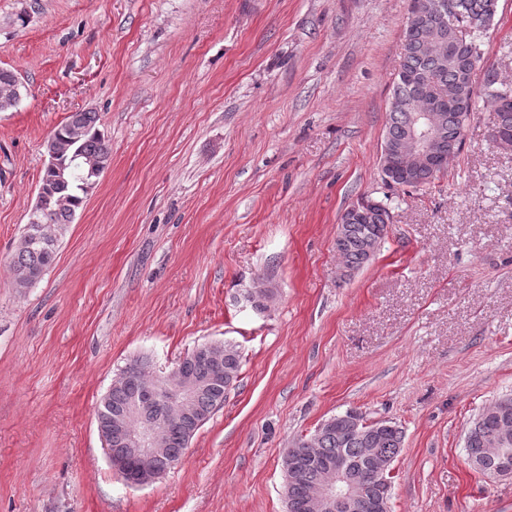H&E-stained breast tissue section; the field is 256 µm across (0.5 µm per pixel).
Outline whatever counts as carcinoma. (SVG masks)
<instances>
[{"label": "carcinoma", "mask_w": 512, "mask_h": 512, "mask_svg": "<svg viewBox=\"0 0 512 512\" xmlns=\"http://www.w3.org/2000/svg\"><path fill=\"white\" fill-rule=\"evenodd\" d=\"M453 11L448 25L440 32L427 23H406L402 42L399 71L406 78L393 82L389 120L384 143L399 145L406 139L413 113L419 111L426 99L437 93L445 100L442 114L443 142L441 152L454 160L464 147V132L477 103L494 114L490 137L512 138V82L497 79L489 71L477 81V71L483 59L482 37L492 25L498 0H449ZM455 40V53L443 56L438 48L440 39ZM94 112H74L58 126L49 140L58 162V181L52 173L43 172L40 184L50 187V199L40 209L35 224L26 225L9 268L14 287L24 289L37 282L56 258L58 231L72 222L82 208L87 191L111 163V148L98 126ZM443 166L435 173L423 172L413 177L381 172L383 182L390 188L419 189L431 184L445 173ZM344 211L337 225L335 249L341 268L349 276L372 260L389 233L390 211L387 204L371 209L361 220L348 219ZM274 293L270 289L250 290L245 300L262 313L269 307ZM211 349L221 355L222 376L209 381L211 370L203 357L186 353L177 363L181 375L199 385L191 395L194 413L185 416L179 410L159 405L158 394L170 389L172 382L151 377L146 362L136 359L116 374L112 388L100 398L96 421L104 426L120 424L130 432L143 427L144 420L134 412L135 403L144 405L146 414L158 420L166 438L165 454L155 462L163 470L166 461L179 460L197 431L213 413L224 406L228 392L238 381L241 354L237 345L211 342ZM504 443L512 453V409L507 412H480L472 421L464 440L469 464L487 476H494L501 460L485 456L492 441ZM308 444L312 456L300 463L296 473L288 470L289 453H284L281 466L284 472V494L288 512H327L325 506L311 496L316 488L328 482V465L341 462L348 476L363 496L375 502L371 512H389L392 481L391 467L403 447L404 431L395 422L381 420L368 423L363 432L345 431L339 416L324 421L313 434L300 438Z\"/></svg>", "instance_id": "cac0c4a2"}]
</instances>
